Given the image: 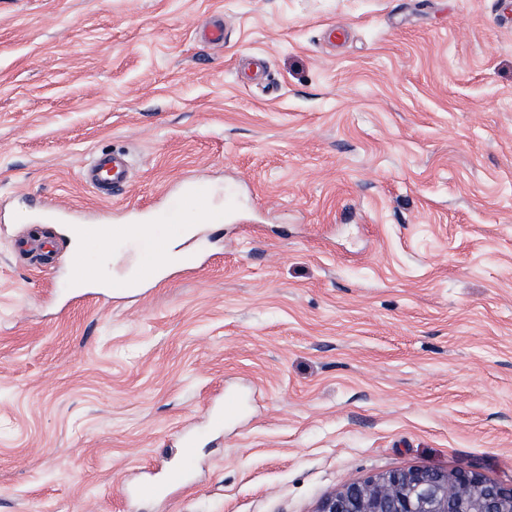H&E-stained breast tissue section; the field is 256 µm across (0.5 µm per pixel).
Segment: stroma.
<instances>
[{
    "label": "stroma",
    "mask_w": 512,
    "mask_h": 512,
    "mask_svg": "<svg viewBox=\"0 0 512 512\" xmlns=\"http://www.w3.org/2000/svg\"><path fill=\"white\" fill-rule=\"evenodd\" d=\"M193 182L207 266L80 295L67 226L149 225L87 254L130 276ZM187 434L183 485L120 492ZM415 467L512 484V0H0V512H315ZM130 164L120 155L94 156L81 171L82 181L99 198L110 199L120 195L128 183Z\"/></svg>",
    "instance_id": "1"
}]
</instances>
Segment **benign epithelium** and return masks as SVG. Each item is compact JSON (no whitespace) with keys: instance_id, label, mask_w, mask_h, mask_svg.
I'll return each instance as SVG.
<instances>
[{"instance_id":"7a95c632","label":"benign epithelium","mask_w":512,"mask_h":512,"mask_svg":"<svg viewBox=\"0 0 512 512\" xmlns=\"http://www.w3.org/2000/svg\"><path fill=\"white\" fill-rule=\"evenodd\" d=\"M316 512H512V486L475 473L411 468L348 482Z\"/></svg>"}]
</instances>
